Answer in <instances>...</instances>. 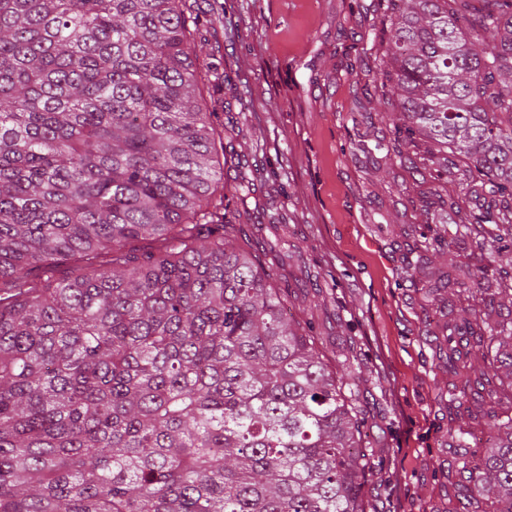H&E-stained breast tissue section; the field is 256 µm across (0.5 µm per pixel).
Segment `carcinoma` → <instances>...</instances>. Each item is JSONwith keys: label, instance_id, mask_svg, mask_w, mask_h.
Returning a JSON list of instances; mask_svg holds the SVG:
<instances>
[{"label": "carcinoma", "instance_id": "obj_1", "mask_svg": "<svg viewBox=\"0 0 512 512\" xmlns=\"http://www.w3.org/2000/svg\"><path fill=\"white\" fill-rule=\"evenodd\" d=\"M379 95L427 228L512 245V0H388ZM190 0H0V512H366L353 364L240 244L267 213L204 98ZM462 186L448 191V178ZM451 401L486 393L455 512H512V270L428 281ZM482 369L472 372L474 362Z\"/></svg>", "mask_w": 512, "mask_h": 512}]
</instances>
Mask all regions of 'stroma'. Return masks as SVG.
I'll list each match as a JSON object with an SVG mask.
<instances>
[{
    "instance_id": "obj_1",
    "label": "stroma",
    "mask_w": 512,
    "mask_h": 512,
    "mask_svg": "<svg viewBox=\"0 0 512 512\" xmlns=\"http://www.w3.org/2000/svg\"><path fill=\"white\" fill-rule=\"evenodd\" d=\"M202 56L222 59L215 124L238 153L260 161L269 209H286L295 253L282 289L313 321L331 364L346 348L381 468L366 483L372 512H451L456 446L448 431H481L479 403H450L439 341L425 331L424 291L399 281L416 261L405 225L419 203L399 201L385 149L392 123L367 71L390 37L385 0H195Z\"/></svg>"
}]
</instances>
